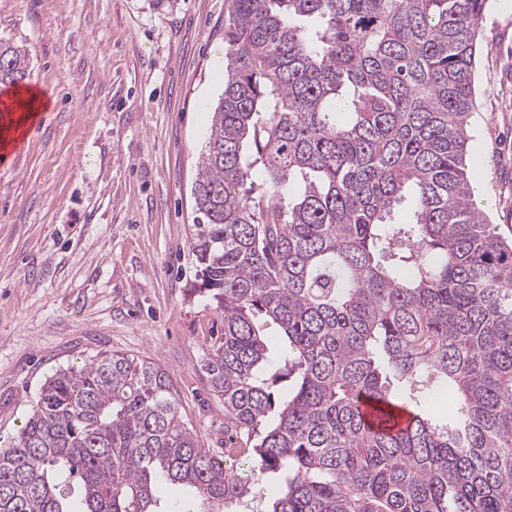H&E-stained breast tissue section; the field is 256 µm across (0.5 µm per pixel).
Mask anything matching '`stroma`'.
I'll list each match as a JSON object with an SVG mask.
<instances>
[{
  "mask_svg": "<svg viewBox=\"0 0 512 512\" xmlns=\"http://www.w3.org/2000/svg\"><path fill=\"white\" fill-rule=\"evenodd\" d=\"M227 0H0L51 107L0 158V448L57 369L113 351L163 369L179 414L224 454L202 359L219 313L196 294L192 185L224 80ZM476 200L512 238V9L479 24Z\"/></svg>",
  "mask_w": 512,
  "mask_h": 512,
  "instance_id": "stroma-1",
  "label": "stroma"
}]
</instances>
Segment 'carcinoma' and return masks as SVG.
Masks as SVG:
<instances>
[{"label":"carcinoma","mask_w":512,"mask_h":512,"mask_svg":"<svg viewBox=\"0 0 512 512\" xmlns=\"http://www.w3.org/2000/svg\"><path fill=\"white\" fill-rule=\"evenodd\" d=\"M488 2L229 0L191 250L239 468L113 352L45 380L0 512H161L168 482L171 512H246L271 477L258 512H512V239L469 147ZM28 67L0 45V85Z\"/></svg>","instance_id":"obj_1"}]
</instances>
